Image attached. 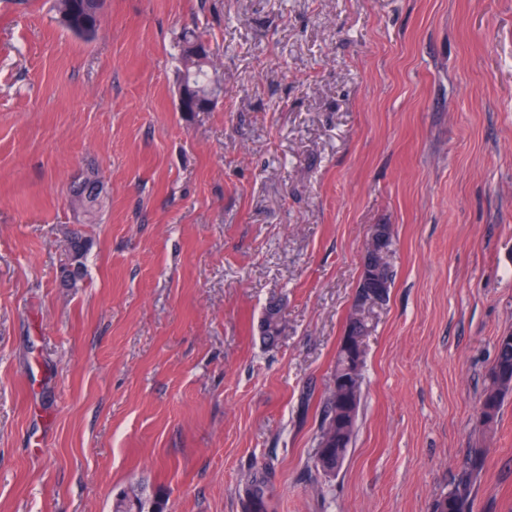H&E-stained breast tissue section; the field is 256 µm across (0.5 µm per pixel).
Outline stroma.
<instances>
[{
    "label": "stroma",
    "mask_w": 512,
    "mask_h": 512,
    "mask_svg": "<svg viewBox=\"0 0 512 512\" xmlns=\"http://www.w3.org/2000/svg\"><path fill=\"white\" fill-rule=\"evenodd\" d=\"M51 6L0 0V512H243L252 484L266 512H433L476 453L473 512H512V396L477 426L512 332V0H108L89 42ZM187 30L207 112L179 106ZM375 224L393 283L328 478ZM205 39L202 35L191 33L185 34L181 39V61L183 65L182 76L187 80L188 83L193 84L200 91H204L211 84L213 77L209 70L214 68L211 58L207 61L190 66L186 58V50L189 46L204 43ZM209 61V65L208 64ZM341 336L338 351L336 353L335 368L331 382L326 386L322 404V419L319 427V438H325V448H318L315 459L316 468L326 477H331L328 469L331 463L336 461V456L347 458L357 429V419L363 398V369L361 367V381L356 387L348 388L342 396L336 392V379L342 378L347 364L348 344ZM328 427V430L321 435Z\"/></svg>",
    "instance_id": "35a3bbf8"
}]
</instances>
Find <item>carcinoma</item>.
<instances>
[{"instance_id": "cac0c4a2", "label": "carcinoma", "mask_w": 512, "mask_h": 512, "mask_svg": "<svg viewBox=\"0 0 512 512\" xmlns=\"http://www.w3.org/2000/svg\"><path fill=\"white\" fill-rule=\"evenodd\" d=\"M53 10L57 22L74 35L87 38L83 33L82 22L86 17L97 13V0H53ZM205 42L203 36L191 33L182 36L181 61L182 76L187 82L204 91L211 84L212 65L205 62L194 66L188 64L186 50L189 46ZM266 335L273 338L282 331V317L279 311L269 309L264 318ZM349 355L345 339H340L336 353L333 379L327 384L322 404V419L319 432L325 438V447L318 449L316 468L329 476L328 469L336 457H346L352 447L357 429V419L362 403V385L348 388L341 395L336 392L334 382L344 376ZM512 394V333L497 337L495 362L488 374L487 383L480 399L478 425L484 432L494 430L503 406L504 399ZM483 469V463L473 458L458 475L448 493L437 499V512H470L473 490ZM136 501H131V498ZM119 495L112 503V512H164V503L158 497L144 498L138 493ZM243 512H265L264 492L261 487L252 485L246 490L242 503Z\"/></svg>"}]
</instances>
